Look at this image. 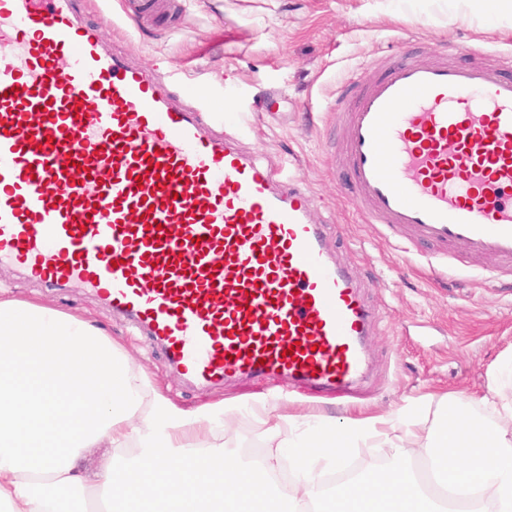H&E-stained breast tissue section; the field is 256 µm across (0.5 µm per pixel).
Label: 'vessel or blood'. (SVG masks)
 <instances>
[{
	"instance_id": "b4317fda",
	"label": "vessel or blood",
	"mask_w": 512,
	"mask_h": 512,
	"mask_svg": "<svg viewBox=\"0 0 512 512\" xmlns=\"http://www.w3.org/2000/svg\"><path fill=\"white\" fill-rule=\"evenodd\" d=\"M461 52L344 85L339 166L365 223L512 276V58ZM208 124L105 45L80 0H0V264L93 290L193 382L353 391L360 284L312 196Z\"/></svg>"
}]
</instances>
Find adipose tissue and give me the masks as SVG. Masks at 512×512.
I'll return each instance as SVG.
<instances>
[{
  "mask_svg": "<svg viewBox=\"0 0 512 512\" xmlns=\"http://www.w3.org/2000/svg\"><path fill=\"white\" fill-rule=\"evenodd\" d=\"M254 409L271 435L294 432L292 477L274 483L275 456L252 462L201 448L200 434L230 418L224 404L178 406L152 390L142 406L137 376L112 336L82 317L0 297V512H75L93 491L96 512H512V401L496 420L466 416L462 401L427 403L336 421L296 417L266 399ZM370 442L390 466L325 491L326 457ZM104 448L98 483L79 466Z\"/></svg>",
  "mask_w": 512,
  "mask_h": 512,
  "instance_id": "obj_1",
  "label": "adipose tissue"
}]
</instances>
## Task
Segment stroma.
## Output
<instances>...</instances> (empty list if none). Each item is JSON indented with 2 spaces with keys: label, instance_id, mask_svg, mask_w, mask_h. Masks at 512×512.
I'll use <instances>...</instances> for the list:
<instances>
[{
  "label": "stroma",
  "instance_id": "35a3bbf8",
  "mask_svg": "<svg viewBox=\"0 0 512 512\" xmlns=\"http://www.w3.org/2000/svg\"><path fill=\"white\" fill-rule=\"evenodd\" d=\"M102 40L130 60L178 71L186 103L223 112L214 135H235L243 152L271 170L287 169L327 222V245L340 252L374 315L366 345L371 368L353 400L304 393L287 382L238 379L191 386L159 347L89 290L47 288L20 270H0V292L81 315L104 326L129 364L181 407L225 402L238 411L207 445L249 457L267 448L252 401L280 412L344 417L379 415L413 399H463L487 416L482 397L511 399L512 383L494 380L512 358V278L449 268L445 258L363 223L337 170L336 102L347 81L379 74L377 62L413 47L430 55L449 44L470 48L467 62L497 64L512 52V20L491 23L454 0H91Z\"/></svg>",
  "mask_w": 512,
  "mask_h": 512
}]
</instances>
